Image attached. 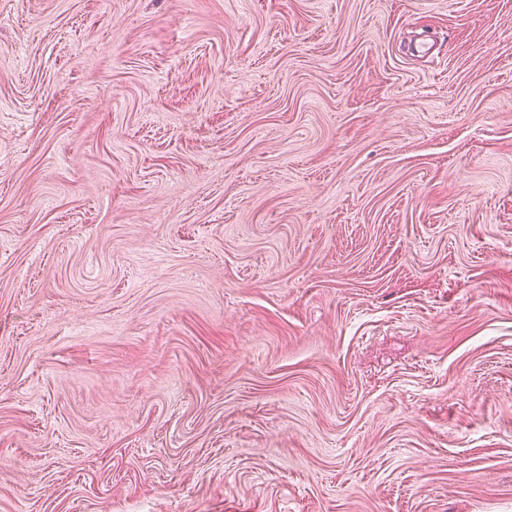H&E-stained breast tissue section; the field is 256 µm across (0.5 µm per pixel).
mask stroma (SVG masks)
I'll list each match as a JSON object with an SVG mask.
<instances>
[{"label":"stroma","mask_w":512,"mask_h":512,"mask_svg":"<svg viewBox=\"0 0 512 512\" xmlns=\"http://www.w3.org/2000/svg\"><path fill=\"white\" fill-rule=\"evenodd\" d=\"M0 512H512V0H0Z\"/></svg>","instance_id":"1"}]
</instances>
